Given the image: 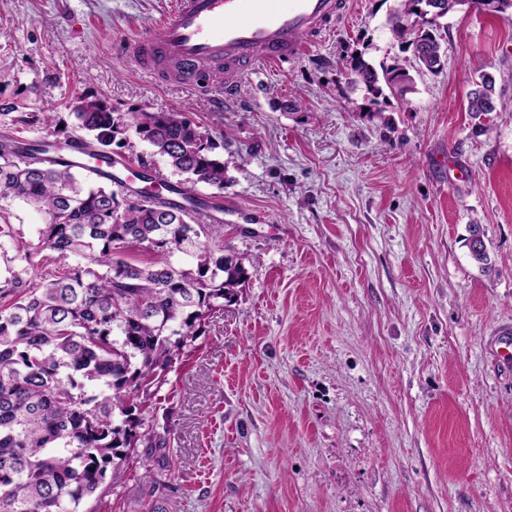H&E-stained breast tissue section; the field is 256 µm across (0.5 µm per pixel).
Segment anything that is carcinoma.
<instances>
[{"label": "carcinoma", "instance_id": "1", "mask_svg": "<svg viewBox=\"0 0 512 512\" xmlns=\"http://www.w3.org/2000/svg\"><path fill=\"white\" fill-rule=\"evenodd\" d=\"M433 9L431 0H403L388 19L395 37L413 36L428 71L441 62L434 25L421 23ZM352 73L376 96L385 86L405 93L395 68L379 73L359 60ZM494 93L482 76L467 96L473 118L495 111ZM73 115L95 157L108 159L130 125L185 175L186 192L224 188L209 135L181 115L138 112L125 123L99 99ZM82 171L46 149L0 142V201L23 199L47 216L0 278V512H78L129 452L166 447L143 430L134 400L156 394L147 383H163L195 327L247 275L225 253L221 222L199 224L193 205L154 193L132 202L126 184L104 175L92 186ZM469 232L472 259L492 270L480 225Z\"/></svg>", "mask_w": 512, "mask_h": 512}]
</instances>
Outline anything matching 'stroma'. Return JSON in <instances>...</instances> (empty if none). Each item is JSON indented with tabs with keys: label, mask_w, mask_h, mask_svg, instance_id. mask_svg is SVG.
Listing matches in <instances>:
<instances>
[{
	"label": "stroma",
	"mask_w": 512,
	"mask_h": 512,
	"mask_svg": "<svg viewBox=\"0 0 512 512\" xmlns=\"http://www.w3.org/2000/svg\"><path fill=\"white\" fill-rule=\"evenodd\" d=\"M353 2L220 103L117 52L171 0H0V138L61 139L82 98L181 113L224 162L223 188L196 190L236 206L224 244L248 271L139 411L164 456L138 448L82 512H512V367L493 353L512 326V8L441 18L430 72L386 23L401 0ZM358 53L408 73L407 99L372 97ZM484 74L496 110L477 121ZM112 150L183 180L134 128ZM470 90L467 96V110L473 118L481 119L491 112H495L494 93L495 81L492 77L483 75L480 85ZM469 228L470 238L468 244L472 259L480 264L482 270L491 271L493 263L487 250L480 225L473 224L470 225Z\"/></svg>",
	"instance_id": "1"
}]
</instances>
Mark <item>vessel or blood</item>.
Wrapping results in <instances>:
<instances>
[{
	"label": "vessel or blood",
	"mask_w": 512,
	"mask_h": 512,
	"mask_svg": "<svg viewBox=\"0 0 512 512\" xmlns=\"http://www.w3.org/2000/svg\"><path fill=\"white\" fill-rule=\"evenodd\" d=\"M350 10V0H173L152 30L128 37L119 52L165 86L205 89L223 72L229 96L251 72L298 60Z\"/></svg>",
	"instance_id": "b4317fda"
}]
</instances>
